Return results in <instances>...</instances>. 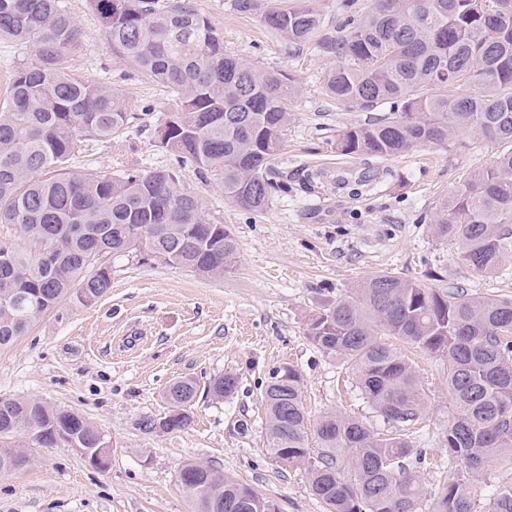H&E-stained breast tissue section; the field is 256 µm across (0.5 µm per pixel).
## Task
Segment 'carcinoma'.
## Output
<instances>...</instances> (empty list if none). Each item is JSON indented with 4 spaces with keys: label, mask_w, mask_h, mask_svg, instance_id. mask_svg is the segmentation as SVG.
Returning a JSON list of instances; mask_svg holds the SVG:
<instances>
[{
    "label": "carcinoma",
    "mask_w": 512,
    "mask_h": 512,
    "mask_svg": "<svg viewBox=\"0 0 512 512\" xmlns=\"http://www.w3.org/2000/svg\"><path fill=\"white\" fill-rule=\"evenodd\" d=\"M89 2L116 58L170 93L156 146L182 168L212 173L236 206L266 210L278 187L272 163L285 149L294 78L224 52L223 32L192 0ZM232 6L261 13L291 53L312 43L340 59L324 78L336 102L363 111L391 104L389 112L343 129L340 154L387 158L446 149L462 136L500 146L491 165L473 169L437 200L431 220L436 237L461 245L471 276H497L512 254V0H375L367 14L320 38L321 18L308 0ZM80 36L63 0H0V41L34 53L13 71L0 104V224L20 225L29 240L27 251L0 242V348L65 299L85 306L102 298L112 287L108 259L135 254L220 278L238 254L230 230L205 218L200 198L178 189L176 172L71 170L86 140L110 141L138 119L119 94L69 73ZM305 334L352 371L386 425L377 432L328 413L312 446L301 373L290 365L269 372V450L306 470L326 512H421L423 490L406 461L422 460L409 432L424 419L427 402L413 360L394 338L447 365L448 475L431 512H477L474 483L501 451L512 450V298L378 272L321 303ZM237 388L232 374L207 386L216 399ZM197 390L193 378L171 384L168 414L144 417L138 428H185ZM23 432L43 448L109 449L75 411L1 397L0 474L29 464L17 441ZM183 481L195 487L193 512H264L272 504L204 464H185ZM490 500L488 512H512V486L493 488Z\"/></svg>",
    "instance_id": "1"
}]
</instances>
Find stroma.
<instances>
[{
  "instance_id": "obj_1",
  "label": "stroma",
  "mask_w": 512,
  "mask_h": 512,
  "mask_svg": "<svg viewBox=\"0 0 512 512\" xmlns=\"http://www.w3.org/2000/svg\"><path fill=\"white\" fill-rule=\"evenodd\" d=\"M64 2L81 32L71 73L117 92L138 116L120 142H88L75 170L173 168V157L155 145L168 92L115 58L88 0ZM194 3L223 32L227 53L295 77L293 120L275 165L291 173L324 168L322 193L276 192L269 209L256 216L226 200L215 177L182 171L180 189L201 198L209 219L237 240V259L223 278L123 258L113 262L112 286L97 303L63 302L58 314L0 349V397L39 398L80 413L105 436L111 455L100 469L78 449L27 440L31 463L0 476V512H192L177 482L188 462L208 464L250 486L279 512H325L306 471L281 464L268 448L261 390L270 370L291 364L301 372L310 422L335 411L378 431L384 424L352 374L308 341L306 322L319 302L383 271L421 280L436 272L451 286L512 297V257L497 278H473L458 243L435 238L430 228L438 197L489 163L497 152L493 144L467 139L445 150L343 158L336 152L337 135L370 115L326 95L324 77L337 58L311 45L289 53L260 15L237 14L231 0ZM402 349L415 360L427 398L426 418L409 436L426 460L409 468L428 512L448 459L445 365L410 344ZM219 374L239 380L237 393L221 401L203 390ZM182 378L202 387L190 425L140 431L139 419L168 413L166 390Z\"/></svg>"
}]
</instances>
